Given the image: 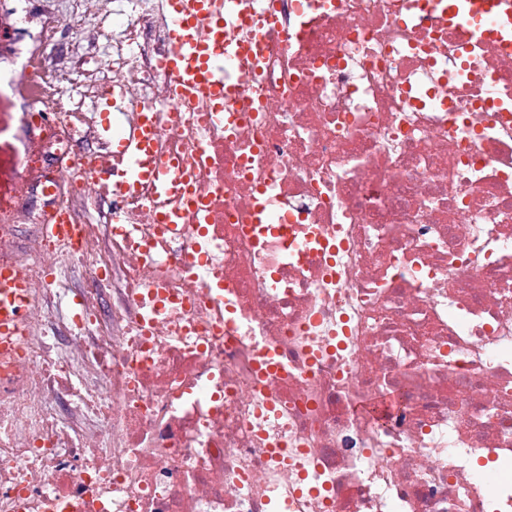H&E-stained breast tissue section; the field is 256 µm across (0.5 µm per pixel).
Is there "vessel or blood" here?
<instances>
[{"mask_svg":"<svg viewBox=\"0 0 512 512\" xmlns=\"http://www.w3.org/2000/svg\"><path fill=\"white\" fill-rule=\"evenodd\" d=\"M235 0H168L174 23L170 31L171 51L166 58L174 92L182 97L207 94L215 102L216 111H223L238 89L225 80L224 25L239 21L233 4ZM491 14L512 17V0H468L466 8L449 5L448 16L457 24L477 27L479 21ZM208 26L211 36L200 40L197 31ZM157 129L151 109H143L138 123L128 138L117 145L127 156L131 171L118 178L114 188L126 194L144 181L153 183L159 191L180 193L187 200L195 195L188 181L181 176L175 161L156 154L154 144ZM29 308L28 296L21 281L9 269L0 270V336H16L21 332L24 315Z\"/></svg>","mask_w":512,"mask_h":512,"instance_id":"obj_1","label":"vessel or blood"}]
</instances>
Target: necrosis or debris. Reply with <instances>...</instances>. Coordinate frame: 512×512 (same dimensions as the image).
<instances>
[{"mask_svg":"<svg viewBox=\"0 0 512 512\" xmlns=\"http://www.w3.org/2000/svg\"><path fill=\"white\" fill-rule=\"evenodd\" d=\"M238 6L229 124L172 90L168 0H71L97 72L52 54L54 13L0 15V268L30 298L0 342V512H512V27ZM74 87L119 92L111 129ZM144 105L201 205L143 185L95 218ZM56 209L76 240H20Z\"/></svg>","mask_w":512,"mask_h":512,"instance_id":"necrosis-or-debris-1","label":"necrosis or debris"}]
</instances>
